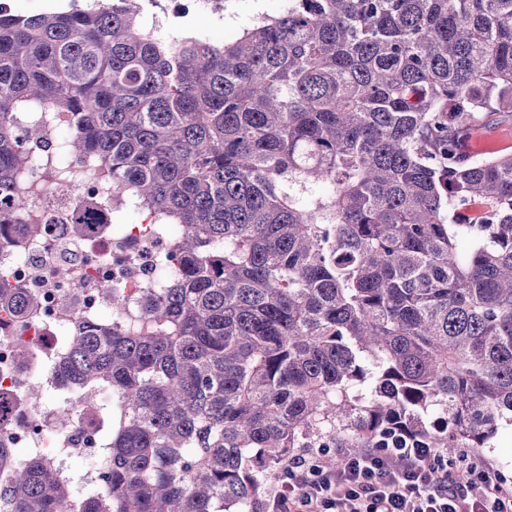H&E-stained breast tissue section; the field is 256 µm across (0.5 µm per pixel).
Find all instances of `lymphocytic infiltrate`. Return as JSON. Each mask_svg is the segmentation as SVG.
<instances>
[{
    "label": "lymphocytic infiltrate",
    "instance_id": "obj_1",
    "mask_svg": "<svg viewBox=\"0 0 512 512\" xmlns=\"http://www.w3.org/2000/svg\"><path fill=\"white\" fill-rule=\"evenodd\" d=\"M338 468L318 453L289 456L265 512H512V486L470 456L433 448L341 449Z\"/></svg>",
    "mask_w": 512,
    "mask_h": 512
}]
</instances>
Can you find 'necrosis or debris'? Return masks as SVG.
Listing matches in <instances>:
<instances>
[{"label": "necrosis or debris", "mask_w": 512, "mask_h": 512, "mask_svg": "<svg viewBox=\"0 0 512 512\" xmlns=\"http://www.w3.org/2000/svg\"><path fill=\"white\" fill-rule=\"evenodd\" d=\"M72 127L66 120L46 124L43 149L31 153L33 172L44 162L74 173L67 188L41 181L24 212H37L35 234L14 240L0 236V276L15 288L35 293L39 305L24 319L0 311V390L10 392L13 419L0 428V446L24 448L50 458L63 476L81 460L84 472L74 486L77 496H96L107 488L102 478V436L105 418L89 412L83 391L57 383L55 359L65 336L102 317L121 326L137 320V300L144 288H163L174 281L180 267L170 252L176 229L159 235L136 224H113L112 191L103 185L92 156L64 151ZM97 200L103 222L94 236L73 242L67 227L88 200ZM119 288L130 300L128 308L113 310L111 291ZM41 385L45 398L31 405L24 397L29 383Z\"/></svg>", "instance_id": "4bbe7bcc"}]
</instances>
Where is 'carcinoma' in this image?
<instances>
[{
    "instance_id": "1",
    "label": "carcinoma",
    "mask_w": 512,
    "mask_h": 512,
    "mask_svg": "<svg viewBox=\"0 0 512 512\" xmlns=\"http://www.w3.org/2000/svg\"><path fill=\"white\" fill-rule=\"evenodd\" d=\"M143 16L0 8V200L44 140L19 117L56 112L115 204L179 226L182 269L135 329L66 339L57 380L125 407L107 494L0 447V508L261 512L295 448L487 447L512 425V155L462 145L512 112V0H289L220 42ZM35 305L0 284L14 317Z\"/></svg>"
}]
</instances>
